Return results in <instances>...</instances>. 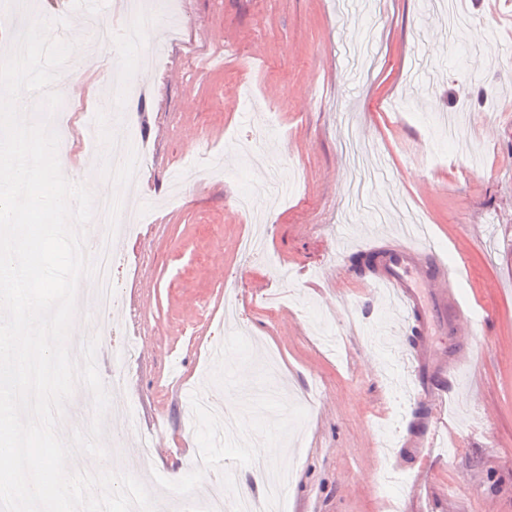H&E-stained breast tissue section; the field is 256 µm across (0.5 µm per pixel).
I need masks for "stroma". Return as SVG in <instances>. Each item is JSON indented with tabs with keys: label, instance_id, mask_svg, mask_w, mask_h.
I'll return each instance as SVG.
<instances>
[{
	"label": "stroma",
	"instance_id": "stroma-1",
	"mask_svg": "<svg viewBox=\"0 0 512 512\" xmlns=\"http://www.w3.org/2000/svg\"><path fill=\"white\" fill-rule=\"evenodd\" d=\"M458 2L471 18L460 44L429 0H381L377 20L369 0H178L180 30L149 48L113 45L104 60L76 53L55 81L72 107L58 153L80 170L99 151L78 135L85 114L113 110L96 76L133 62L136 118L116 128L148 148L135 201L145 222L112 240L120 304L97 368L110 382L111 344L135 345L111 392L124 414L106 445L128 453L151 432L154 452L131 473L161 512H199L202 493L185 499L155 479L191 471L185 394L210 391V349L235 330L256 360L276 355V392L318 396L286 443L294 469L280 512H512V0ZM268 121L291 188L244 213L235 197L269 173L237 143ZM419 220L464 265L475 320L433 328L432 350L480 338L477 365L450 377L448 439L432 454L400 445L410 410L392 387L403 363L369 338H410L356 263L372 237ZM259 227L265 251L242 253ZM384 445L399 449L393 467ZM419 470L425 484L400 500Z\"/></svg>",
	"mask_w": 512,
	"mask_h": 512
}]
</instances>
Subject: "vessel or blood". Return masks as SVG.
I'll return each mask as SVG.
<instances>
[{
	"label": "vessel or blood",
	"instance_id": "1",
	"mask_svg": "<svg viewBox=\"0 0 512 512\" xmlns=\"http://www.w3.org/2000/svg\"><path fill=\"white\" fill-rule=\"evenodd\" d=\"M379 257V270L370 282L386 288L400 310V322L407 333H416L420 342L411 344L407 365L411 376V396L414 403L433 399L435 410L417 416L420 435L411 440V447H437L443 436V413L448 405V373L461 366L476 365L479 354L477 337H468L450 357L434 361L426 359L425 336L431 321L447 314L463 316L459 295L458 265L442 259L428 238L413 240L411 235L385 241L377 238L368 246Z\"/></svg>",
	"mask_w": 512,
	"mask_h": 512
}]
</instances>
